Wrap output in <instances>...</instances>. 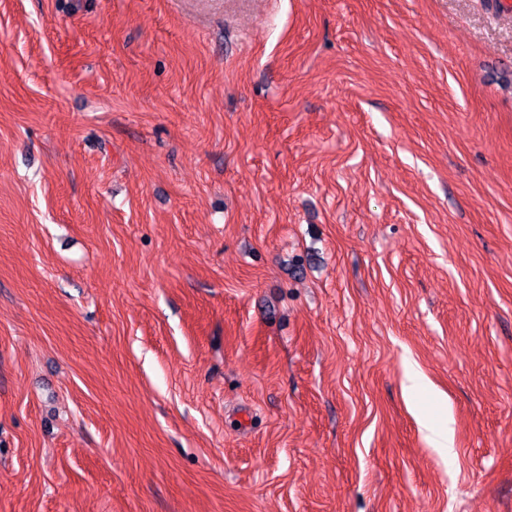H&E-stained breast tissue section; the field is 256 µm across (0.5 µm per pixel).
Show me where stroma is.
Wrapping results in <instances>:
<instances>
[{
	"label": "stroma",
	"mask_w": 512,
	"mask_h": 512,
	"mask_svg": "<svg viewBox=\"0 0 512 512\" xmlns=\"http://www.w3.org/2000/svg\"><path fill=\"white\" fill-rule=\"evenodd\" d=\"M0 512H512V7L0 0Z\"/></svg>",
	"instance_id": "1"
}]
</instances>
